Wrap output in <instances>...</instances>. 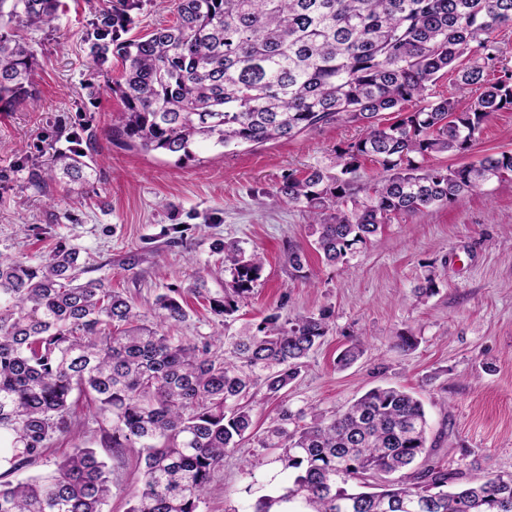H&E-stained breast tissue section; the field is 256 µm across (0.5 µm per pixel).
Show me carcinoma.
I'll return each mask as SVG.
<instances>
[{
    "mask_svg": "<svg viewBox=\"0 0 512 512\" xmlns=\"http://www.w3.org/2000/svg\"><path fill=\"white\" fill-rule=\"evenodd\" d=\"M145 0H112L80 40L120 99L108 137L184 161L193 147H254L331 123L361 135L336 150L329 173L291 172L277 188L309 215L315 251L346 260L354 245L396 217L445 206L512 174V151L455 167L423 169L413 156H464L495 113L512 110V69L495 33L512 27V0H175L176 21L132 36ZM59 0H0V105L37 103L35 50L22 29L52 28ZM118 75H112L113 71ZM478 94L465 105L438 97L448 73ZM495 78H490L493 73ZM384 112L396 114L385 123ZM82 137L65 134L31 170L41 187L63 174L89 182ZM383 166L359 182L360 162ZM290 274L307 277L305 252L290 247ZM261 253L224 246L227 317L252 291ZM79 252L59 245L37 265L0 254V467L15 471L72 433L78 401L95 405L101 443L119 457L144 452L140 485L118 489L128 512H204L207 487L227 451L258 437L277 451L288 484L253 512H512V472L463 479L427 450L422 402L375 387L328 415L288 408V387L329 331L328 316L285 321L270 314L211 343L163 331L186 311L175 288L151 306L156 323L101 279L80 281ZM281 400L256 434L249 400L257 386ZM112 479L92 448L77 447L54 470L0 484V512H103Z\"/></svg>",
    "mask_w": 512,
    "mask_h": 512,
    "instance_id": "obj_1",
    "label": "carcinoma"
}]
</instances>
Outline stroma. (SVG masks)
<instances>
[{"mask_svg":"<svg viewBox=\"0 0 512 512\" xmlns=\"http://www.w3.org/2000/svg\"><path fill=\"white\" fill-rule=\"evenodd\" d=\"M105 0H61L54 30H30L36 49L38 105L0 110V253L35 264L55 245L77 248L88 276L101 279L141 309L167 288H179L186 319L171 334L195 343L234 334L276 312L288 319L326 312L330 331L288 391L291 409L330 411L367 390L404 388L423 403L434 456L475 481L488 471L512 472V177L459 196L447 206L393 221L354 246L347 264H329L314 250L301 207L276 189L288 173L336 169V150L358 138L351 124H329L290 139L226 152L200 144L194 160L144 152L104 137L120 101L103 90L80 35ZM97 85L89 94L87 84ZM96 132L92 160L99 175L82 189L64 183L31 187L28 171L59 145L63 129ZM512 151V110L496 113L469 153ZM259 248V279L237 311L211 313L224 293L223 244ZM298 245L308 279L285 264ZM435 291L417 297L427 275ZM204 280L195 292L196 280ZM415 337L397 348L399 335ZM361 343L356 362L336 358ZM107 461L113 494L104 512H127L125 490L140 475L138 449L113 456L99 443V423L81 410L72 437L45 455L0 475L17 483L53 468L75 447ZM271 450L256 440L224 457L207 492L208 512H250L256 498L287 483Z\"/></svg>","mask_w":512,"mask_h":512,"instance_id":"35a3bbf8","label":"stroma"}]
</instances>
